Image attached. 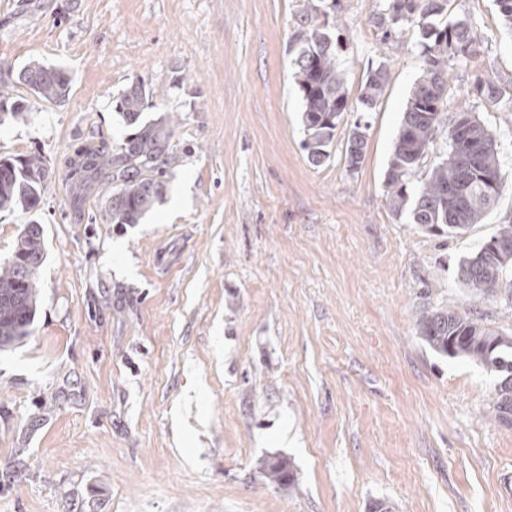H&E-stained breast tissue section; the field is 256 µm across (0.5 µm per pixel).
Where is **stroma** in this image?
I'll return each mask as SVG.
<instances>
[{"label":"stroma","mask_w":512,"mask_h":512,"mask_svg":"<svg viewBox=\"0 0 512 512\" xmlns=\"http://www.w3.org/2000/svg\"><path fill=\"white\" fill-rule=\"evenodd\" d=\"M303 0H0V71L63 68L68 97L0 112V156L41 154L38 211L0 212V259L41 224L33 333L0 353V512H512V429L496 374L433 351L415 314L476 311L512 336L504 294L479 299L458 265L512 218V112L470 88L512 87V34L494 0H450L476 54L450 67L460 108L494 134L502 192L480 224L436 236L389 205L385 175L420 80L417 32L383 39L385 0L327 14L356 100L330 156L303 148L288 39ZM153 89L180 160L144 223L107 218L66 162L93 134L121 142L126 87ZM368 124L349 169L346 135ZM283 459L278 487L261 461ZM386 71L383 67L369 72L360 88L359 102L367 109H372L379 101L386 84Z\"/></svg>","instance_id":"1"}]
</instances>
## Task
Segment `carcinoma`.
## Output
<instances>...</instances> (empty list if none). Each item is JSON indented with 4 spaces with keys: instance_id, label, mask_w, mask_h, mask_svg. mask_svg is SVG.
Listing matches in <instances>:
<instances>
[{
    "instance_id": "carcinoma-1",
    "label": "carcinoma",
    "mask_w": 512,
    "mask_h": 512,
    "mask_svg": "<svg viewBox=\"0 0 512 512\" xmlns=\"http://www.w3.org/2000/svg\"><path fill=\"white\" fill-rule=\"evenodd\" d=\"M448 0H387L376 25L390 36L406 25L417 29L423 63L422 78L413 87L394 141L386 184L390 206L407 212L411 223L433 235L458 236L497 204L502 186L499 150L495 136L469 111L456 113L448 125V157L417 185L410 186L421 160L433 146L442 122L448 94V64L464 62L476 52V41L466 19H446ZM293 78L302 98L303 146L309 161L318 165L329 158L336 131L348 101L345 70L336 55V39L330 34L326 11L313 2L298 16L289 42ZM386 84L379 67L366 76L359 102L371 109ZM478 96L492 105L512 111V89L476 79ZM69 92V79L61 68L38 61L26 64L16 81L0 86V112L17 115L29 110L28 97L57 103ZM153 91L143 84L126 88L115 100V113L133 131L120 143L89 139L69 158V177L78 194L112 184L108 205L111 223H142L162 198L164 176L179 162L171 146L174 127L167 116L147 121L142 115ZM368 125L355 122L346 140L351 169L364 158ZM11 167L12 176L0 177V212L39 208L47 181L46 162L40 154L1 156L0 168ZM512 252V222L500 225L460 266L459 282L474 296L488 298L498 289L512 287V263L501 261L498 248ZM46 255L43 229L28 224L19 234L10 257L0 261V352L31 336L38 293L37 271ZM418 335L435 352L459 358L512 379V336L487 326L482 319L441 307L424 308L416 317ZM496 417L512 412V384L495 387ZM264 470L270 483L291 485L295 476L282 461H267Z\"/></svg>"
}]
</instances>
